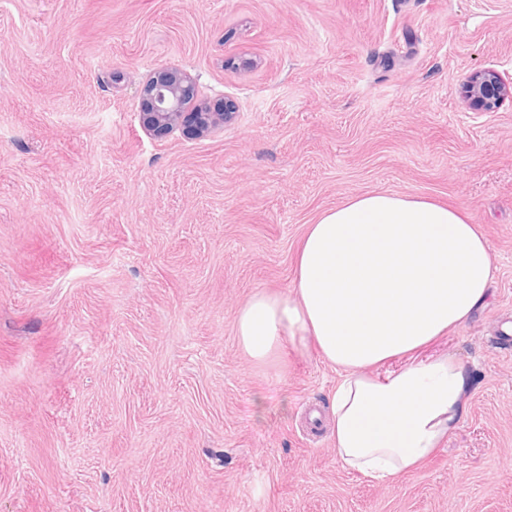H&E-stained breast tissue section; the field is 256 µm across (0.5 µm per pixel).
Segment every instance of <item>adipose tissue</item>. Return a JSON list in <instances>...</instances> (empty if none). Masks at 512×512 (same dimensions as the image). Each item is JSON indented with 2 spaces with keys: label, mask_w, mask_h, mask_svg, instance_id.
<instances>
[{
  "label": "adipose tissue",
  "mask_w": 512,
  "mask_h": 512,
  "mask_svg": "<svg viewBox=\"0 0 512 512\" xmlns=\"http://www.w3.org/2000/svg\"><path fill=\"white\" fill-rule=\"evenodd\" d=\"M495 273L484 235L458 209L356 195L308 226L290 292L259 290L240 308L237 342L258 363L313 350L334 366L336 455L392 482L442 448L467 412L464 365L420 353L485 305Z\"/></svg>",
  "instance_id": "adipose-tissue-1"
}]
</instances>
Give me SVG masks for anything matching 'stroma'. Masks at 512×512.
I'll list each match as a JSON object with an SVG mask.
<instances>
[{"mask_svg":"<svg viewBox=\"0 0 512 512\" xmlns=\"http://www.w3.org/2000/svg\"><path fill=\"white\" fill-rule=\"evenodd\" d=\"M170 67L235 121L148 136ZM484 67L512 76V0H0V512H512V107L468 109ZM373 191L462 210L497 267L434 347L468 412L391 485L312 419L335 368L236 338Z\"/></svg>","mask_w":512,"mask_h":512,"instance_id":"1","label":"stroma"}]
</instances>
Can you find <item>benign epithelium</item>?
<instances>
[{
	"label": "benign epithelium",
	"mask_w": 512,
	"mask_h": 512,
	"mask_svg": "<svg viewBox=\"0 0 512 512\" xmlns=\"http://www.w3.org/2000/svg\"><path fill=\"white\" fill-rule=\"evenodd\" d=\"M195 79L177 68L155 72L144 83L142 97L146 110L140 114L142 127L150 134L163 135L176 130L194 136L232 122L238 112L234 100L224 99L223 109L212 112L195 105ZM469 103L484 111H494L505 102L512 103V78L490 67L473 72L464 88Z\"/></svg>",
	"instance_id": "1"
}]
</instances>
